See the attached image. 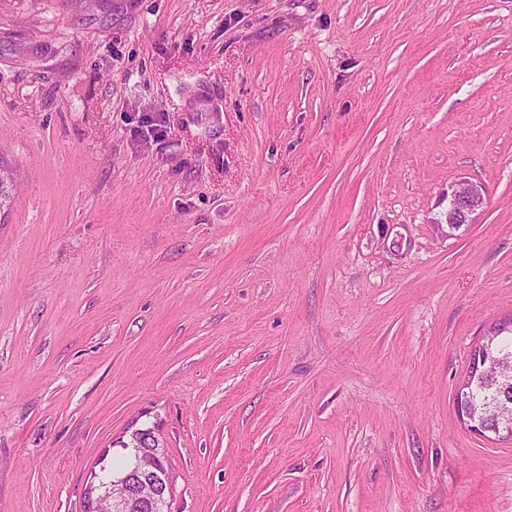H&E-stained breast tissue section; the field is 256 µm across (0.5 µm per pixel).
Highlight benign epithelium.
Returning <instances> with one entry per match:
<instances>
[{
	"label": "benign epithelium",
	"mask_w": 512,
	"mask_h": 512,
	"mask_svg": "<svg viewBox=\"0 0 512 512\" xmlns=\"http://www.w3.org/2000/svg\"><path fill=\"white\" fill-rule=\"evenodd\" d=\"M447 197L448 230L453 231L465 224L475 223L476 215L486 204L487 189L480 182L460 180L449 185ZM470 361L476 373L486 377L512 379V368L507 371L499 369L498 359L487 354L482 348L471 352ZM456 411L461 422L471 430L481 434L488 431L483 421L475 416L466 402H459ZM128 447L133 449L134 466L107 482L100 479L87 485L83 496L85 512H99L105 500L110 502L113 512H124V509L136 501L145 512H169L164 485L156 482L149 493H143V474L155 468V462L160 457L157 434L147 435L142 432L136 437L133 436Z\"/></svg>",
	"instance_id": "7a95c632"
}]
</instances>
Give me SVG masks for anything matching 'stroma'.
Instances as JSON below:
<instances>
[{
	"instance_id": "obj_1",
	"label": "stroma",
	"mask_w": 512,
	"mask_h": 512,
	"mask_svg": "<svg viewBox=\"0 0 512 512\" xmlns=\"http://www.w3.org/2000/svg\"><path fill=\"white\" fill-rule=\"evenodd\" d=\"M0 160V512L144 425L171 512H512V0H0ZM448 231L460 229L464 224H474L475 217L482 211L487 200V189L481 182L456 181L449 185ZM498 360V358L489 356L482 348H477V350H473L470 354L471 367L475 373L486 377H507L512 379V359L510 369L507 371L498 368L496 364ZM499 387L490 381L472 379L465 389L466 395L470 397L471 402L475 406L478 415L483 419L480 420L468 406L465 401H459L456 411L461 422L472 431L484 434L489 429L485 426V422L490 429L497 428V410L499 402L503 399L500 394ZM485 435V434H484Z\"/></svg>"
}]
</instances>
